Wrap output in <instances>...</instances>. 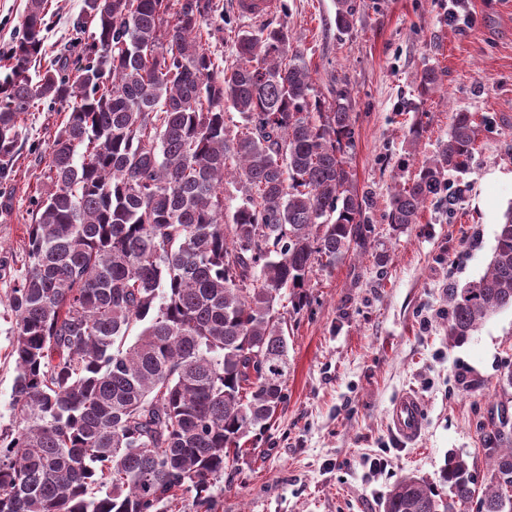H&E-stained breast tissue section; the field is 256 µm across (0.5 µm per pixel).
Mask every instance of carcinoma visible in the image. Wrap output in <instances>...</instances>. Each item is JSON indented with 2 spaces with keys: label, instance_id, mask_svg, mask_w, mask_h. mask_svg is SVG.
Returning <instances> with one entry per match:
<instances>
[{
  "label": "carcinoma",
  "instance_id": "1",
  "mask_svg": "<svg viewBox=\"0 0 512 512\" xmlns=\"http://www.w3.org/2000/svg\"><path fill=\"white\" fill-rule=\"evenodd\" d=\"M49 0H27L0 81V179L16 173L28 116L66 113L44 150L51 190L31 200L14 319L11 410L0 433V512H181L210 507L240 441L284 404L287 320L370 231L369 190L348 166L351 98H314L288 27L240 31L224 67L202 34L213 0H84L68 50L32 81ZM336 26L354 12L337 0ZM416 77L421 97L439 84ZM239 113L231 129L226 109ZM480 125L456 112L448 138L391 195L388 223H417L446 177L469 168ZM241 203L228 211L224 185ZM448 341L512 309V207L485 273L448 289ZM139 332L127 343L133 327ZM484 488L448 456L444 499L406 475L384 512H512V431L487 434Z\"/></svg>",
  "mask_w": 512,
  "mask_h": 512
}]
</instances>
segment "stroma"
<instances>
[{
	"label": "stroma",
	"instance_id": "35a3bbf8",
	"mask_svg": "<svg viewBox=\"0 0 512 512\" xmlns=\"http://www.w3.org/2000/svg\"><path fill=\"white\" fill-rule=\"evenodd\" d=\"M258 23L234 0H218L224 35L210 41L232 64L238 31L287 25L310 68L317 98L350 94L354 140L348 160L358 188L372 192L366 241L331 268H315L309 303L287 316L286 402L257 442L212 487L211 512H383L390 487L416 474L438 481L449 454L476 476L489 467L484 439L500 413L512 416V310L450 344L448 290L487 269L502 215L512 205V0H469L472 21L448 19V0H351L354 24L336 27V0H278ZM83 0H52L46 56L67 45ZM435 68L437 91L420 97L415 77ZM481 126L470 166L448 177L416 224L387 219L396 182L413 176L454 113ZM62 113L41 107L28 120L14 178L0 182V432L15 430V363L7 292L21 266L32 196L47 191L40 156ZM425 134L408 148L414 122ZM424 407L415 444L402 445L389 410L404 392Z\"/></svg>",
	"mask_w": 512,
	"mask_h": 512
}]
</instances>
